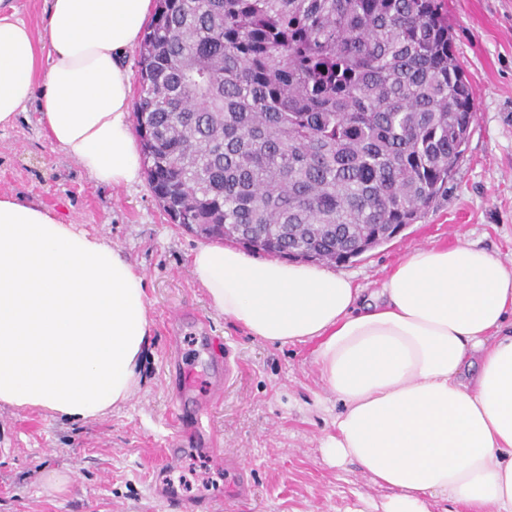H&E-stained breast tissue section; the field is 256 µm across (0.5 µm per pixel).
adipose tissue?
<instances>
[{
  "label": "adipose tissue",
  "mask_w": 512,
  "mask_h": 512,
  "mask_svg": "<svg viewBox=\"0 0 512 512\" xmlns=\"http://www.w3.org/2000/svg\"><path fill=\"white\" fill-rule=\"evenodd\" d=\"M152 0H48L32 27L0 0V127L36 105L98 183L139 182L130 73ZM193 279L259 340L315 343L341 402L323 449L387 494L374 512H512V268L460 242L405 255L370 297L326 268L199 247ZM144 277L104 237L0 195V404L87 422L139 381Z\"/></svg>",
  "instance_id": "adipose-tissue-1"
}]
</instances>
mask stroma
Instances as JSON below:
<instances>
[{"label": "stroma", "instance_id": "obj_1", "mask_svg": "<svg viewBox=\"0 0 512 512\" xmlns=\"http://www.w3.org/2000/svg\"><path fill=\"white\" fill-rule=\"evenodd\" d=\"M448 22L476 121L434 207L390 241L334 264L367 294L409 252L460 239L512 266V0H448ZM38 117L31 105L14 126L0 128V193L37 200L121 248L144 276L153 329L138 387L104 417L71 423L0 406V512H177L154 492L160 477L182 498L211 499L215 512H347L385 497L356 466H333L323 454L340 405L321 388L312 344L264 342L224 319L190 271L204 238L173 224L147 181L95 183L49 142ZM215 339L241 363L206 419L218 446L237 459L235 471L196 441L174 463L164 455L178 436L174 366L193 372L190 403L208 401L224 375ZM52 470L73 476L69 491L45 488ZM242 481L253 487L246 499L236 496Z\"/></svg>", "mask_w": 512, "mask_h": 512}]
</instances>
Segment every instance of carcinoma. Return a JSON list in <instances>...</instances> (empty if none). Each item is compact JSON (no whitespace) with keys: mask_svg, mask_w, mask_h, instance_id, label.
<instances>
[{"mask_svg":"<svg viewBox=\"0 0 512 512\" xmlns=\"http://www.w3.org/2000/svg\"><path fill=\"white\" fill-rule=\"evenodd\" d=\"M139 56L163 210L273 257L415 223L475 121L440 0H157Z\"/></svg>","mask_w":512,"mask_h":512,"instance_id":"cac0c4a2","label":"carcinoma"}]
</instances>
